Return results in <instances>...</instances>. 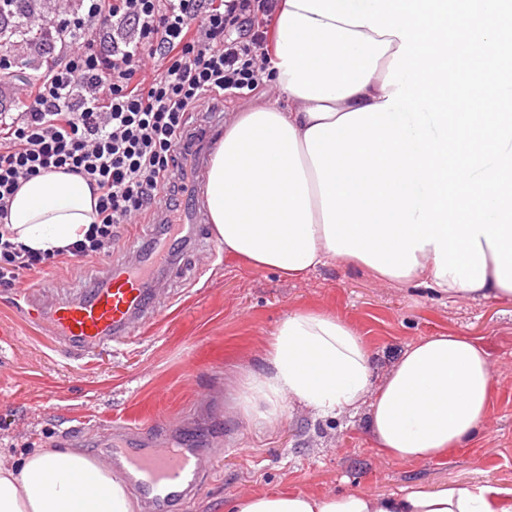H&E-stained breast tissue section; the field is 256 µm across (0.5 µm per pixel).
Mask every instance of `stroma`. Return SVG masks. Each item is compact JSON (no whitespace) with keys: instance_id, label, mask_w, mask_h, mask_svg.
<instances>
[{"instance_id":"stroma-1","label":"stroma","mask_w":512,"mask_h":512,"mask_svg":"<svg viewBox=\"0 0 512 512\" xmlns=\"http://www.w3.org/2000/svg\"><path fill=\"white\" fill-rule=\"evenodd\" d=\"M179 256L181 275L170 283L159 320L87 363L48 344L45 327L26 323L14 290L0 286V461L60 447L66 435L94 456L100 434L91 424L114 422L140 428L162 448L189 443L207 452L228 442L202 489L174 512H225L240 496L271 490L326 497L418 486L512 487V304L449 300L341 262L296 281L230 256L204 269L188 251ZM101 265L95 258L77 273L57 262L31 284L48 293L80 281L91 285ZM300 308L329 310L352 323L379 376L421 337L451 332L482 339L494 401L479 435L451 457L399 462L377 453L361 410L316 419L295 408L271 428L248 423L235 400L240 372L260 368L276 323Z\"/></svg>"}]
</instances>
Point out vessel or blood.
I'll use <instances>...</instances> for the list:
<instances>
[{"instance_id": "vessel-or-blood-1", "label": "vessel or blood", "mask_w": 512, "mask_h": 512, "mask_svg": "<svg viewBox=\"0 0 512 512\" xmlns=\"http://www.w3.org/2000/svg\"><path fill=\"white\" fill-rule=\"evenodd\" d=\"M159 260V254L143 252L132 241L125 243L113 261L104 262L103 286L81 289L50 304L30 294L20 313L27 321L46 323L49 340L69 358H93L102 348L135 339L158 318L160 292L143 288L141 282ZM99 458L133 485L145 512H170L198 491L208 476L198 449L146 448L134 428L110 433Z\"/></svg>"}]
</instances>
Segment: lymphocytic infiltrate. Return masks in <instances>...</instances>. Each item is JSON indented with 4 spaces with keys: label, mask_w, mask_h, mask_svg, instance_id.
<instances>
[{
    "label": "lymphocytic infiltrate",
    "mask_w": 512,
    "mask_h": 512,
    "mask_svg": "<svg viewBox=\"0 0 512 512\" xmlns=\"http://www.w3.org/2000/svg\"><path fill=\"white\" fill-rule=\"evenodd\" d=\"M56 51L47 74L10 80L0 52V285L18 287L56 259L110 256L122 229L174 211L194 187L191 159L205 137L190 111L271 83L267 45L278 0H60L38 15ZM72 173L98 190L96 220L82 240L45 254L15 242L2 224L21 183Z\"/></svg>",
    "instance_id": "obj_1"
}]
</instances>
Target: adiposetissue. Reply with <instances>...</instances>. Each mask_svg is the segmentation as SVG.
<instances>
[{
	"label": "adipose tissue",
	"instance_id": "ef3b65f1",
	"mask_svg": "<svg viewBox=\"0 0 512 512\" xmlns=\"http://www.w3.org/2000/svg\"><path fill=\"white\" fill-rule=\"evenodd\" d=\"M500 0L456 25L500 52ZM447 0H280L275 82L288 106L230 121L211 160L205 208L227 255L300 280L334 261L439 295L512 303V113L452 112L465 54L438 23ZM97 196L86 180L25 181L1 219L16 242L48 252L82 239ZM494 393L489 354L468 336L409 344L374 378L359 331L336 313L292 310L271 333L236 401L256 424L285 408L317 418L366 408L378 453L400 462L467 447ZM231 512H512V488H412L388 496L267 493ZM0 512H135L124 483L77 450L0 462Z\"/></svg>",
	"mask_w": 512,
	"mask_h": 512
}]
</instances>
